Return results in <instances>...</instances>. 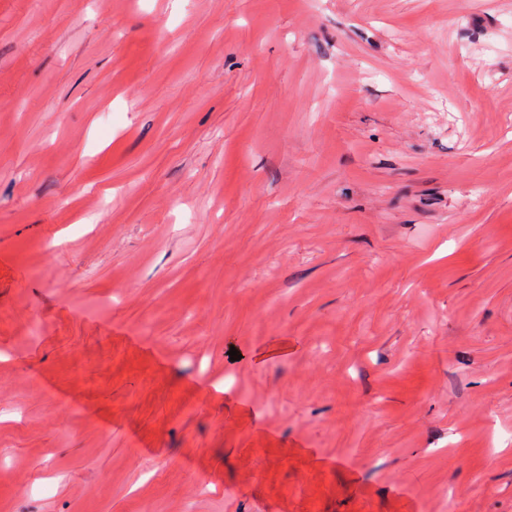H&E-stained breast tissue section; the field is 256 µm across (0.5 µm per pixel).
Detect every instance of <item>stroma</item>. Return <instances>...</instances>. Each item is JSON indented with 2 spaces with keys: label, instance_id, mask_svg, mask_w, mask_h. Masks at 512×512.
I'll use <instances>...</instances> for the list:
<instances>
[{
  "label": "stroma",
  "instance_id": "35a3bbf8",
  "mask_svg": "<svg viewBox=\"0 0 512 512\" xmlns=\"http://www.w3.org/2000/svg\"><path fill=\"white\" fill-rule=\"evenodd\" d=\"M0 512H512V0H0Z\"/></svg>",
  "mask_w": 512,
  "mask_h": 512
}]
</instances>
